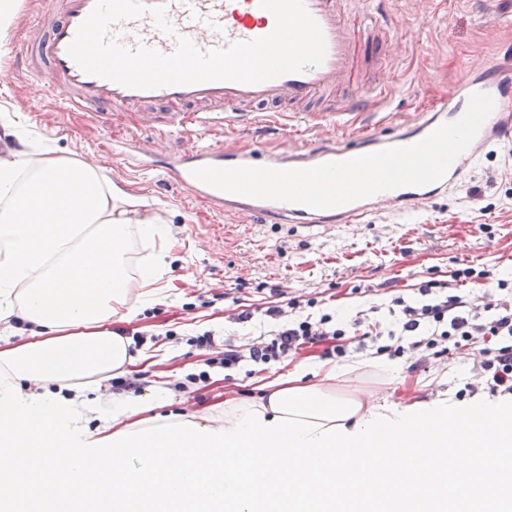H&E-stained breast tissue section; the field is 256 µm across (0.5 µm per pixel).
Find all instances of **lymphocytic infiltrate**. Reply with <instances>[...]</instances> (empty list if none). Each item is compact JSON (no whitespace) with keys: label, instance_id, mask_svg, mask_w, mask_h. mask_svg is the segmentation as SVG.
<instances>
[{"label":"lymphocytic infiltrate","instance_id":"lymphocytic-infiltrate-1","mask_svg":"<svg viewBox=\"0 0 512 512\" xmlns=\"http://www.w3.org/2000/svg\"><path fill=\"white\" fill-rule=\"evenodd\" d=\"M418 293L415 300L392 295L389 310L396 321L386 332L377 319L362 311L348 325L329 313L313 320L287 322L283 319L285 306H267L266 315L281 319V327L245 351L225 345L219 363L227 369L246 359L268 364L297 354L308 345L321 346L323 357L338 360L347 356L349 346L362 350L373 341L377 354L392 358L403 356L409 349L436 356H472L475 379L457 390L456 399L481 391L512 395V283L497 280L494 289L475 297L447 290L444 283L432 279L421 284ZM384 333L390 341L382 345L378 338Z\"/></svg>","mask_w":512,"mask_h":512}]
</instances>
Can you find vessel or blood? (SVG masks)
I'll return each instance as SVG.
<instances>
[{
  "label": "vessel or blood",
  "mask_w": 512,
  "mask_h": 512,
  "mask_svg": "<svg viewBox=\"0 0 512 512\" xmlns=\"http://www.w3.org/2000/svg\"><path fill=\"white\" fill-rule=\"evenodd\" d=\"M166 15L174 34L159 30L151 13L118 22L113 28L117 41L127 49L141 47L172 54L178 37L191 40L203 50L223 48L250 41L272 32L273 14L260 0H165ZM350 0H304L307 11L320 25L326 40V56L320 66L291 73L274 80L247 84L209 81L155 89L128 88L107 79L86 74L68 54L78 27L92 12L96 0H49L47 9L24 11L21 39L24 52L11 67L29 76L47 78L48 93L70 112H87L104 126L123 125L136 120L156 140L177 134L221 126L228 131L224 140L192 144L157 165L139 139L128 138L113 146L133 169L144 172L163 168L173 185L190 191L213 210L231 216L259 217L273 224H347L379 207H398L408 214L461 183L474 165L478 153L489 143L512 152V77L478 73L456 86L447 101L430 117L397 130L389 136L365 134L355 144L340 143L313 148L301 147L274 155L257 154L239 146L233 132H245L256 125H277L299 135L302 127H316L330 118L342 119L356 113L362 104L357 95L334 97L336 87L350 82L357 57V42L345 19ZM492 96L495 109L483 124L469 149L460 155L442 179L425 186H405L329 209L302 204L256 199L227 193L204 184L193 175L204 166H266L278 169L310 168L348 160L396 146L418 142L441 124L457 120L464 113L471 94Z\"/></svg>",
  "instance_id": "obj_1"
}]
</instances>
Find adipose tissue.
<instances>
[{"instance_id": "adipose-tissue-1", "label": "adipose tissue", "mask_w": 512, "mask_h": 512, "mask_svg": "<svg viewBox=\"0 0 512 512\" xmlns=\"http://www.w3.org/2000/svg\"><path fill=\"white\" fill-rule=\"evenodd\" d=\"M100 168L46 147L0 155V512H336L362 495L382 512H458L449 488L493 512H512V480L483 482L489 468L512 471V405L440 403L368 406L337 392L343 373L298 363L257 399L228 400L224 415H158L172 392L100 402L103 380L136 360L130 340L109 330L129 314L138 285L158 298L165 253L131 268L132 239L166 243L167 223L139 214ZM316 377L304 383L306 374ZM461 448L456 469L426 451ZM415 449L410 490H393L384 450ZM358 451V474L336 452ZM261 462L245 482L238 459Z\"/></svg>"}]
</instances>
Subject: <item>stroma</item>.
I'll return each instance as SVG.
<instances>
[{"label":"stroma","instance_id":"obj_1","mask_svg":"<svg viewBox=\"0 0 512 512\" xmlns=\"http://www.w3.org/2000/svg\"><path fill=\"white\" fill-rule=\"evenodd\" d=\"M365 10L387 21L382 68L362 75L360 92L382 93L380 105L357 113L347 129L325 122L320 138L348 140L368 127L388 133L435 110L451 89L480 69L512 67V0H365ZM43 83L25 77H0V149L31 150L48 145L76 162L99 167L104 175L141 197L148 209L169 221L171 254L159 282L161 299L146 303L131 288L132 314L113 319L112 329L140 333L143 359L132 365L145 385L174 387L172 413L213 414L225 400L254 398L262 385L287 375L295 359L232 370L206 367L220 357L225 343L245 345L268 331L262 309L277 302L278 292L297 298L292 318H317L330 312L347 320L357 311L378 307L391 323V293L417 296L421 282L451 281L460 267L490 271L474 292L494 288L512 276V160L488 147L464 182L399 216L379 210L352 227L301 228L227 218L187 191L169 185L162 171L141 173L114 156V141L150 132L129 125H96L89 116L64 112L42 102ZM316 306H308L310 298ZM253 311L246 323L235 314ZM210 333V346L195 338ZM371 352H352V370L340 381L345 394H360L373 404L453 399L473 376L468 355L421 358L407 352L391 359L392 373L367 364ZM209 371L204 382L187 377Z\"/></svg>","mask_w":512,"mask_h":512}]
</instances>
